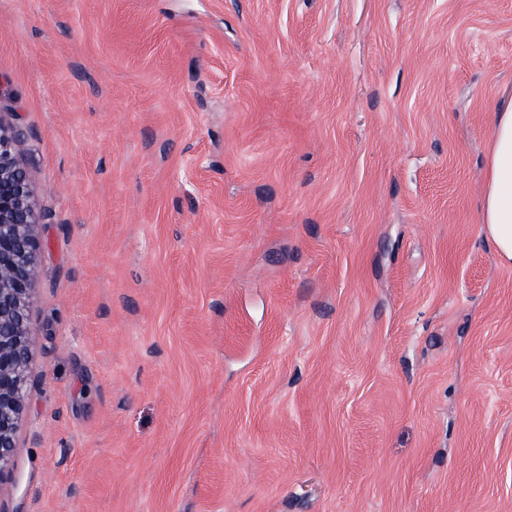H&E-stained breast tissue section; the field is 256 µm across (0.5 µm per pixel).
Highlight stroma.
<instances>
[{
    "instance_id": "1",
    "label": "stroma",
    "mask_w": 512,
    "mask_h": 512,
    "mask_svg": "<svg viewBox=\"0 0 512 512\" xmlns=\"http://www.w3.org/2000/svg\"><path fill=\"white\" fill-rule=\"evenodd\" d=\"M511 102L512 0H0L41 242L0 512H512ZM481 220L499 259L512 262V103L493 114Z\"/></svg>"
}]
</instances>
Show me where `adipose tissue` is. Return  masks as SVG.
Listing matches in <instances>:
<instances>
[{
  "instance_id": "obj_1",
  "label": "adipose tissue",
  "mask_w": 512,
  "mask_h": 512,
  "mask_svg": "<svg viewBox=\"0 0 512 512\" xmlns=\"http://www.w3.org/2000/svg\"><path fill=\"white\" fill-rule=\"evenodd\" d=\"M481 220L499 259L512 262V104L493 114Z\"/></svg>"
}]
</instances>
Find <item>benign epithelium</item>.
<instances>
[{
  "instance_id": "obj_1",
  "label": "benign epithelium",
  "mask_w": 512,
  "mask_h": 512,
  "mask_svg": "<svg viewBox=\"0 0 512 512\" xmlns=\"http://www.w3.org/2000/svg\"><path fill=\"white\" fill-rule=\"evenodd\" d=\"M17 146L14 130L0 123V486L9 475L27 405L35 343L29 308L39 273L36 214Z\"/></svg>"
}]
</instances>
